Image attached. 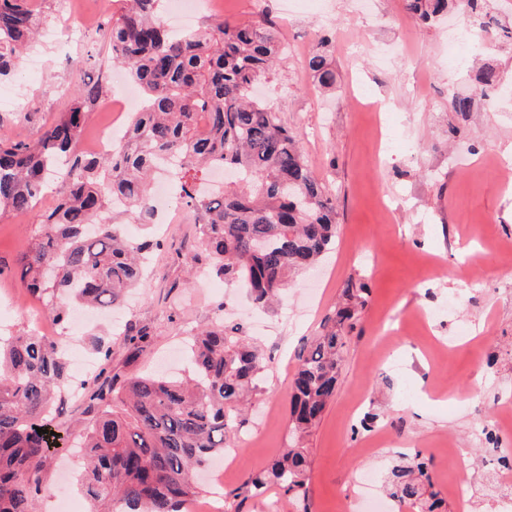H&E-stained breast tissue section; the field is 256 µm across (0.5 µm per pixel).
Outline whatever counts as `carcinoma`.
<instances>
[{
  "label": "carcinoma",
  "mask_w": 512,
  "mask_h": 512,
  "mask_svg": "<svg viewBox=\"0 0 512 512\" xmlns=\"http://www.w3.org/2000/svg\"><path fill=\"white\" fill-rule=\"evenodd\" d=\"M112 18V65L128 71L145 98L122 139L106 154L80 149V135L98 86H77L66 112L36 139L0 142V209L30 212L50 179L67 171L65 191L41 214L34 241L19 263L27 293L63 330L69 306L108 307L144 273L158 243L132 239L126 222L153 216L151 177L170 161L178 203L196 217L198 240L216 276L239 281L253 302L281 300L288 282L317 264L335 242L336 200L311 172L295 133L276 106L253 88L281 61L275 27L265 16L248 24L217 20L180 35L163 23L159 0H122ZM427 23L448 0H407ZM463 22L487 31L481 0H462ZM40 16L27 0H0V76L22 72ZM332 39L308 58L317 82L336 75ZM120 198L125 208H110ZM367 304L366 289L345 288L322 332L298 355L287 392L288 446L247 475L242 492L260 497L278 487L306 499L310 479L304 440L336 394L346 337ZM148 332L129 325L122 343L136 354ZM192 372L183 381L153 375L80 384L89 422L82 429L90 466L82 491L89 512H184L196 494L194 469L224 452L229 433L264 371L261 353L240 329L216 324L192 337ZM70 384L65 355L36 334L0 343V512H37L51 452L44 416ZM429 462L416 452L391 467L386 491L398 508L447 512L427 491Z\"/></svg>",
  "instance_id": "cac0c4a2"
}]
</instances>
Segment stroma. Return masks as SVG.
Returning <instances> with one entry per match:
<instances>
[{"label": "stroma", "instance_id": "35a3bbf8", "mask_svg": "<svg viewBox=\"0 0 512 512\" xmlns=\"http://www.w3.org/2000/svg\"><path fill=\"white\" fill-rule=\"evenodd\" d=\"M46 27L69 18L78 24L69 51L42 48L43 64L0 78V89L17 90L12 107L0 110V140L37 138L57 120L76 84L65 55L86 59L85 81L100 98L116 94L108 30L120 0H28ZM280 0H224V20L248 23L277 15L285 60L262 83L282 123L299 136L314 175L337 201L336 246L314 271L290 283L273 308L251 306L242 289L224 280L189 281L186 254L196 248L194 218L178 211L157 227L161 247L147 277L124 306L95 316L67 333L68 359L84 358L93 371L126 380L165 372L183 373L186 331L222 320L243 328L260 345L268 368L237 427L243 444L235 457L229 494L217 499L213 480L201 475L188 512H265V500L236 496L246 475L268 465L288 444L287 387L299 349L315 336L348 285L368 288L367 305L347 333V355L336 395L307 440L308 497L297 502L278 490L280 512H343L366 471L384 473L398 454L440 447L433 457V488L457 503L448 489L472 488L489 512L494 487L512 492V475L500 473L486 431L495 430L505 402H512V267L495 253L512 244V192L502 188L497 161L512 145V0H487L500 25L484 36L482 60L497 66L506 91L483 95L474 65L448 61V26L456 10L422 23L405 0H320L316 11L281 15ZM335 35L336 84L317 86L307 67L319 39ZM472 97L471 112L451 111L456 94ZM45 193L37 210L0 211V334L34 330L27 314L34 301L23 288L17 263L30 246L40 211L57 201ZM147 329L150 339L137 357L120 343L127 323ZM112 348L103 363L91 345ZM414 388L418 400L405 404ZM70 401L57 411L52 429L83 419ZM48 461L42 512H53L64 476H79L84 460L77 436ZM466 450L470 465L458 469L445 445ZM268 497V498H269Z\"/></svg>", "mask_w": 512, "mask_h": 512}]
</instances>
